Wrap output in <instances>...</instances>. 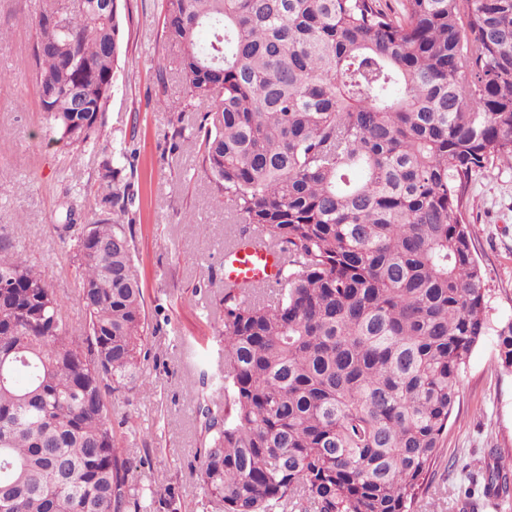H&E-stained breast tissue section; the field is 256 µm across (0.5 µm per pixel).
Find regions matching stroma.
I'll return each mask as SVG.
<instances>
[{
    "label": "stroma",
    "instance_id": "35a3bbf8",
    "mask_svg": "<svg viewBox=\"0 0 512 512\" xmlns=\"http://www.w3.org/2000/svg\"><path fill=\"white\" fill-rule=\"evenodd\" d=\"M35 0H0V234L35 242L31 261L63 304L74 328L83 313L76 292L78 269L60 237L65 219L92 223L98 171L112 148L133 142L137 153L123 177L131 185L135 273L152 329L141 365L148 379L112 395V427L132 461L130 482L154 493L150 512H224L200 485L198 404L189 390L201 372L224 368V244L241 227L213 198L197 166L192 140L172 149L173 115L158 97L182 100L176 76L156 81L157 58H176L163 36L160 0H120L121 55L99 140L73 153L49 144V120L24 69L34 42ZM463 212L485 271L491 327L512 320V162L480 175ZM211 227L209 237L190 232ZM457 418L448 426L421 512H503L484 490L493 448L512 449V372L497 363L494 335L474 347L460 380Z\"/></svg>",
    "mask_w": 512,
    "mask_h": 512
}]
</instances>
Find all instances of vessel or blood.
I'll use <instances>...</instances> for the list:
<instances>
[{
    "mask_svg": "<svg viewBox=\"0 0 512 512\" xmlns=\"http://www.w3.org/2000/svg\"><path fill=\"white\" fill-rule=\"evenodd\" d=\"M284 266L281 253L257 238L235 241L224 250V280L234 285L275 284Z\"/></svg>",
    "mask_w": 512,
    "mask_h": 512,
    "instance_id": "b4317fda",
    "label": "vessel or blood"
}]
</instances>
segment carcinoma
I'll return each mask as SVG.
<instances>
[{
	"mask_svg": "<svg viewBox=\"0 0 512 512\" xmlns=\"http://www.w3.org/2000/svg\"><path fill=\"white\" fill-rule=\"evenodd\" d=\"M200 169L243 225L285 256L272 298L224 286V409L202 417L201 480L224 512H419L485 336L487 280L463 220L473 176L512 159V0H162ZM33 78L51 140L98 133L121 40L98 0H38ZM206 28L210 40L198 41ZM64 56L76 63L66 67ZM92 111L73 112L69 90ZM135 149L103 161L104 218L72 258L76 334L35 244L0 236V505L142 512L112 427V393L143 380L149 330L135 276ZM512 372V321L495 329ZM512 450L487 492L512 497Z\"/></svg>",
	"mask_w": 512,
	"mask_h": 512,
	"instance_id": "1",
	"label": "carcinoma"
}]
</instances>
